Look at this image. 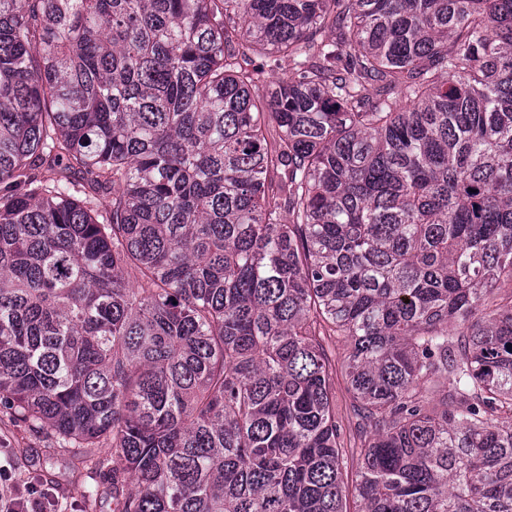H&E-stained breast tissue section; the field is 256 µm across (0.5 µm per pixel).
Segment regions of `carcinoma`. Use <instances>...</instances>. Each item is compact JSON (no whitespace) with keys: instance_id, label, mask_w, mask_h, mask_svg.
I'll list each match as a JSON object with an SVG mask.
<instances>
[{"instance_id":"cac0c4a2","label":"carcinoma","mask_w":512,"mask_h":512,"mask_svg":"<svg viewBox=\"0 0 512 512\" xmlns=\"http://www.w3.org/2000/svg\"><path fill=\"white\" fill-rule=\"evenodd\" d=\"M0 406L122 512H512V0H0ZM330 350L336 353V374L332 377L333 395L336 403V419H338L348 431L349 422L351 421L350 413V396L347 392V384L344 371L341 368L340 358L345 349V343L341 338H333L332 343L329 341Z\"/></svg>"}]
</instances>
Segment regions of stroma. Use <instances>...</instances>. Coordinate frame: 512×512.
I'll list each match as a JSON object with an SVG mask.
<instances>
[{
  "label": "stroma",
  "mask_w": 512,
  "mask_h": 512,
  "mask_svg": "<svg viewBox=\"0 0 512 512\" xmlns=\"http://www.w3.org/2000/svg\"><path fill=\"white\" fill-rule=\"evenodd\" d=\"M71 452L58 447L51 433L10 417L0 408V465L16 484L33 480L47 489L53 512H119L121 500L132 488L128 478L87 464L70 470Z\"/></svg>",
  "instance_id": "stroma-1"
}]
</instances>
